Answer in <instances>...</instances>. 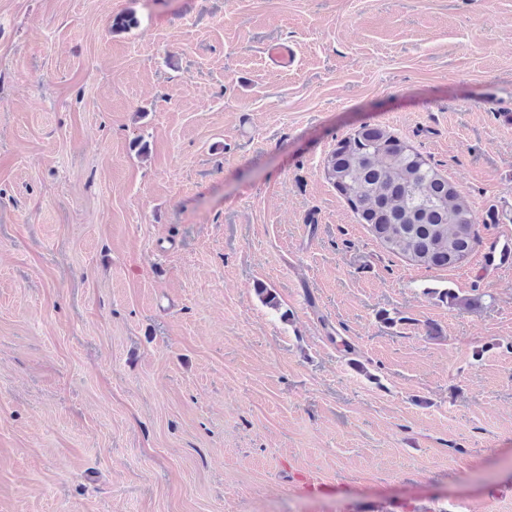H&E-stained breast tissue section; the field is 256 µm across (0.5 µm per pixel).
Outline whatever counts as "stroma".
I'll list each match as a JSON object with an SVG mask.
<instances>
[{
  "mask_svg": "<svg viewBox=\"0 0 512 512\" xmlns=\"http://www.w3.org/2000/svg\"><path fill=\"white\" fill-rule=\"evenodd\" d=\"M503 107L512 0H0V512H512V270L324 171L386 128L487 247ZM326 172L375 238L414 262L454 267L479 242L476 217L458 186L380 126H363L341 141ZM294 487L305 495H321L327 492L330 485L308 472L296 471L293 473Z\"/></svg>",
  "mask_w": 512,
  "mask_h": 512,
  "instance_id": "obj_1",
  "label": "stroma"
}]
</instances>
